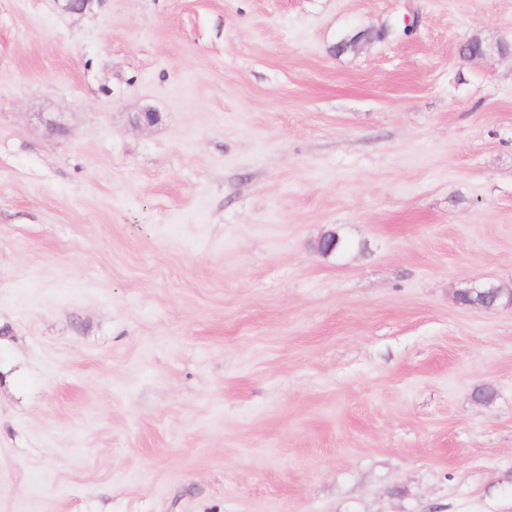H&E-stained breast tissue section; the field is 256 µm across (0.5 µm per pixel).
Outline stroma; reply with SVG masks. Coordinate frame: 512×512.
<instances>
[{
    "mask_svg": "<svg viewBox=\"0 0 512 512\" xmlns=\"http://www.w3.org/2000/svg\"><path fill=\"white\" fill-rule=\"evenodd\" d=\"M489 282L512 0H0V512H512Z\"/></svg>",
    "mask_w": 512,
    "mask_h": 512,
    "instance_id": "1",
    "label": "stroma"
}]
</instances>
